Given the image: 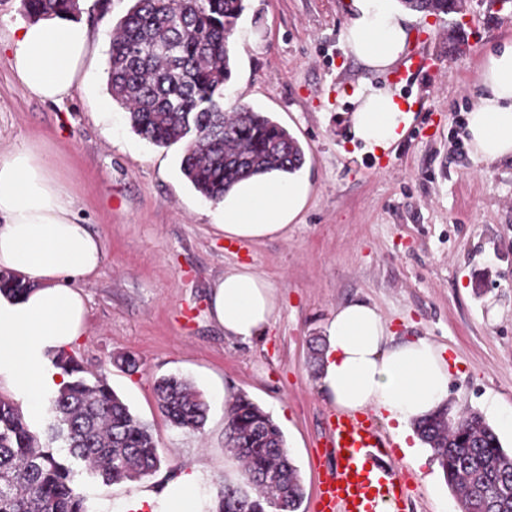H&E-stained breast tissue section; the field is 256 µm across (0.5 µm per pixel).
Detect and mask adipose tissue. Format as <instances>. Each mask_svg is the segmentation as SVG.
I'll use <instances>...</instances> for the list:
<instances>
[{
	"mask_svg": "<svg viewBox=\"0 0 512 512\" xmlns=\"http://www.w3.org/2000/svg\"><path fill=\"white\" fill-rule=\"evenodd\" d=\"M345 45L367 69L385 71L403 53L413 15L398 0H346ZM91 44L88 28L71 15L51 13L18 23L11 67L32 96L62 102L76 89ZM482 92L467 118L477 158H512V42L488 52ZM349 115L351 132L369 150L400 141L413 120L395 92L359 85ZM310 184L301 173L272 171L236 184L208 214L226 239H273L304 210ZM68 186L50 154L36 142L0 153V270L22 277L29 289L0 295V376L12 378L32 409L43 407L65 378L51 354L86 330L79 281L105 264L102 240L79 223ZM275 285L252 266L225 270L214 285L210 315L232 341L265 333L278 310ZM326 343L315 385L338 411L380 414L404 453H412L413 422L447 404L450 364L426 337L396 341L377 308L363 301L337 306L326 325ZM134 512H201L194 476L145 496Z\"/></svg>",
	"mask_w": 512,
	"mask_h": 512,
	"instance_id": "ef3b65f1",
	"label": "adipose tissue"
}]
</instances>
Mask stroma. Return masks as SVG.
<instances>
[{
    "label": "stroma",
    "mask_w": 512,
    "mask_h": 512,
    "mask_svg": "<svg viewBox=\"0 0 512 512\" xmlns=\"http://www.w3.org/2000/svg\"><path fill=\"white\" fill-rule=\"evenodd\" d=\"M132 4L82 0L90 54L76 90L56 104L15 78L11 27L26 14L22 0H0V148L41 141L106 251L99 276L82 286L87 328L68 351L149 426L163 457L155 474L114 484L76 464L90 512H122L190 472L206 507L224 480L240 483L224 402L238 393L280 427L304 488L298 512H315L318 476L334 464L324 442L335 410L314 385L310 345L336 307L355 300L376 305L396 340L424 336L443 347L452 412L477 411L497 426L499 410L512 409V160L475 159L466 125L484 49L512 42V9L465 0L457 13L417 14L406 53L427 59L418 75L402 61L372 72L350 54L344 0H244L224 98L299 141L311 191L279 238L238 245L182 174L183 143H148L117 105L111 124L99 117L112 30ZM366 80L413 106L404 137L382 153H356L348 133L352 89ZM240 263L279 293L272 326L248 343L226 339L209 313L214 281ZM124 353L136 370L117 364ZM171 374L204 393L202 430L175 428L160 411L154 381ZM422 453L419 464L392 449L410 485L400 512H459L431 449Z\"/></svg>",
    "instance_id": "35a3bbf8"
}]
</instances>
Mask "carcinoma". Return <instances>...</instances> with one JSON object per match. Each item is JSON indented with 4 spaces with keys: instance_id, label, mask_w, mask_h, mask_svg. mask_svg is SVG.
<instances>
[{
    "instance_id": "1",
    "label": "carcinoma",
    "mask_w": 512,
    "mask_h": 512,
    "mask_svg": "<svg viewBox=\"0 0 512 512\" xmlns=\"http://www.w3.org/2000/svg\"><path fill=\"white\" fill-rule=\"evenodd\" d=\"M450 0H400L407 9L448 13ZM28 16L79 10L78 0H23ZM244 0H133L113 29L108 90L128 113L131 128L157 146L185 142L181 170L207 200L224 199L234 184L305 162L296 138L250 106L224 107L231 74L227 41ZM27 285L0 272V293L18 298ZM54 366L68 377L49 399L47 442L19 407L0 398V512H89L73 486L70 459L112 483L155 473L162 457L149 426L136 418L107 382L90 381L62 350ZM159 408L171 425L200 430L208 404L185 379L155 381ZM420 439L448 487L468 512H512V453L482 414L454 415L444 407L416 422ZM60 441L68 455L51 443ZM227 445L242 464L243 485H224L212 512H298L303 485L283 434L260 406L243 395L231 409ZM261 493L251 496L244 486Z\"/></svg>"
}]
</instances>
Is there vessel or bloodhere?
<instances>
[{
	"instance_id": "obj_1",
	"label": "vessel or blood",
	"mask_w": 512,
	"mask_h": 512,
	"mask_svg": "<svg viewBox=\"0 0 512 512\" xmlns=\"http://www.w3.org/2000/svg\"><path fill=\"white\" fill-rule=\"evenodd\" d=\"M335 465L319 479L315 512H383L409 485L390 465V445L372 413L336 415L325 443Z\"/></svg>"
}]
</instances>
